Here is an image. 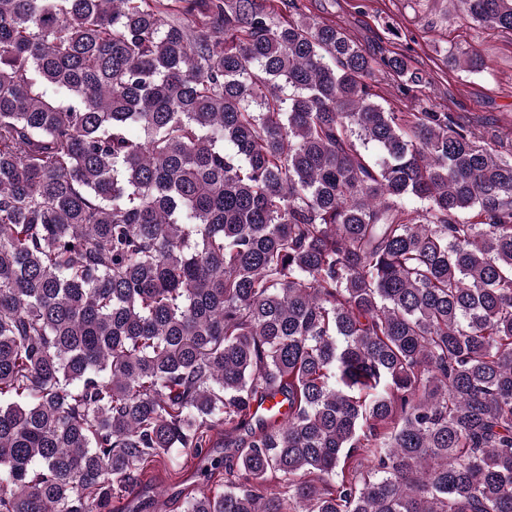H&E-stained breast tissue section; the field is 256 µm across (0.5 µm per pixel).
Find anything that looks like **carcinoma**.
I'll list each match as a JSON object with an SVG mask.
<instances>
[{
    "label": "carcinoma",
    "instance_id": "obj_1",
    "mask_svg": "<svg viewBox=\"0 0 512 512\" xmlns=\"http://www.w3.org/2000/svg\"><path fill=\"white\" fill-rule=\"evenodd\" d=\"M280 3L0 0V512H512V149ZM202 467L210 469V463L201 462L189 452L174 450L157 463L151 472L156 480L149 488L137 491L121 500L112 502L114 512H183L185 502L201 492L217 495L224 492V465L209 478L200 474Z\"/></svg>",
    "mask_w": 512,
    "mask_h": 512
}]
</instances>
